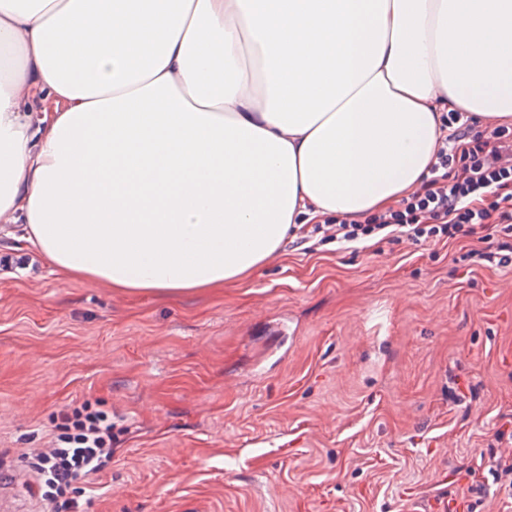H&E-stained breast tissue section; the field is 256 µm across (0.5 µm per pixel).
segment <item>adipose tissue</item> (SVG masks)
<instances>
[{
	"label": "adipose tissue",
	"instance_id": "adipose-tissue-1",
	"mask_svg": "<svg viewBox=\"0 0 512 512\" xmlns=\"http://www.w3.org/2000/svg\"><path fill=\"white\" fill-rule=\"evenodd\" d=\"M512 123V0H0V221L58 274L180 298Z\"/></svg>",
	"mask_w": 512,
	"mask_h": 512
}]
</instances>
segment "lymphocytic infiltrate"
I'll use <instances>...</instances> for the list:
<instances>
[{
	"mask_svg": "<svg viewBox=\"0 0 512 512\" xmlns=\"http://www.w3.org/2000/svg\"><path fill=\"white\" fill-rule=\"evenodd\" d=\"M499 239L502 263L512 262V128L474 136L465 146H440L429 178L399 207L356 219H325L313 234L344 243L377 236L415 243L458 240L481 232ZM112 413L86 402L57 417L51 444L24 457L48 512H80L75 485L112 465Z\"/></svg>",
	"mask_w": 512,
	"mask_h": 512,
	"instance_id": "lymphocytic-infiltrate-1",
	"label": "lymphocytic infiltrate"
}]
</instances>
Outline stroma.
<instances>
[{"mask_svg":"<svg viewBox=\"0 0 512 512\" xmlns=\"http://www.w3.org/2000/svg\"><path fill=\"white\" fill-rule=\"evenodd\" d=\"M0 223V449L99 401L83 512H512V265L476 237L288 240L244 280L129 297L62 280Z\"/></svg>","mask_w":512,"mask_h":512,"instance_id":"35a3bbf8","label":"stroma"}]
</instances>
